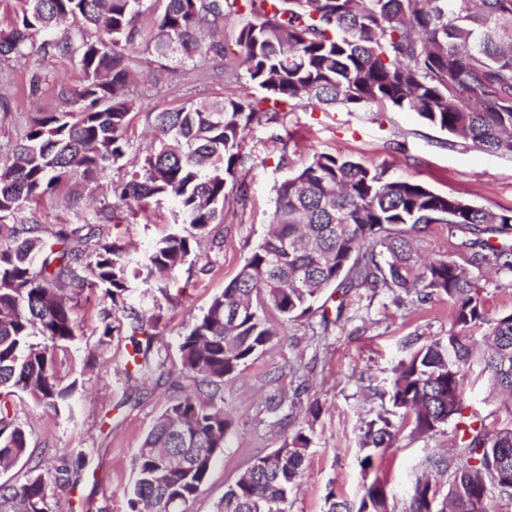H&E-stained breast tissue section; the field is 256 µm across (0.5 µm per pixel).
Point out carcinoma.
<instances>
[{"label":"carcinoma","instance_id":"obj_1","mask_svg":"<svg viewBox=\"0 0 512 512\" xmlns=\"http://www.w3.org/2000/svg\"><path fill=\"white\" fill-rule=\"evenodd\" d=\"M143 0H12L14 24L0 31V58L28 59L31 38L44 54L70 60L85 76L76 92L59 91L62 109L29 118L11 156L0 159V390L17 389L35 404L72 411L75 385H61L53 349L74 341L79 299L102 294L101 335L112 336V311L126 313L131 351L126 375L141 378L165 366L153 351L160 317L128 304L138 284L161 293L193 243L224 211L226 176L244 163L245 131L271 112H293L315 100L326 106L408 109L427 124L489 153L512 156V0H163L146 33ZM235 48L216 37L243 17ZM171 74L193 63L217 69L241 60L261 95H224L155 113V142L139 168L112 182L111 199L76 228L48 230L18 218L66 178L90 184L126 155L128 116L137 107L127 87L141 68L139 45ZM169 198L185 225L132 262L115 232ZM446 224L456 247L481 268L489 258L512 271V214H496L420 183L392 178L381 165L315 153L276 187L270 230L240 271L195 318L178 351L184 373L207 386L208 403L188 396L169 406L136 456L129 512H186L205 487L230 426L224 378L272 341L266 310L285 319L314 313L328 288L416 290L454 307V328L414 350L395 373L389 401L421 434L463 417L464 370L472 357L466 333L488 328L484 372L502 395L506 423L455 424V452L431 461L448 472L447 487L415 483L404 512H491L499 487L512 484V312L488 317L468 270L456 261L419 259L418 235ZM41 336L47 344L32 340ZM399 428L379 416L361 436L368 453L388 449ZM310 438L297 431L289 446L254 459L224 491L220 512H285L288 490L303 478ZM27 458L24 480L0 485V512H49V483L28 453V439L0 403V466ZM387 483L364 482L358 501L329 493L328 512H394Z\"/></svg>","mask_w":512,"mask_h":512}]
</instances>
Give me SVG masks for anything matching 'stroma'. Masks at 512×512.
Segmentation results:
<instances>
[{"instance_id":"stroma-1","label":"stroma","mask_w":512,"mask_h":512,"mask_svg":"<svg viewBox=\"0 0 512 512\" xmlns=\"http://www.w3.org/2000/svg\"><path fill=\"white\" fill-rule=\"evenodd\" d=\"M38 89H31L32 76ZM82 72L68 60L34 53L30 59L0 61V154H8L35 112L59 108L61 87L80 89ZM244 83L201 80L192 65L173 77L144 69L129 87L140 100L127 133V165L141 163L152 146L155 112L194 99H213L243 91ZM245 168L227 179L224 215L194 246L192 267L181 270L183 290L168 294L146 286L133 291L136 308L157 314L154 344L167 358L162 376L133 380L124 373L125 335L102 337L97 325L100 292L85 293L76 308L77 339L58 351L62 384H75L72 412L35 405L25 394L8 396V406L41 459L47 478L65 461L84 453L78 484L52 486L50 512H129L127 491L133 485L135 459L157 418L197 387L181 370L178 341L195 317L236 276L247 256L264 238L274 209V187L303 168L313 153L351 157L367 166L383 165L394 178L419 182L496 213L512 212V156L488 153L426 124L416 113L389 109L308 106L280 113L275 120L252 124L245 138ZM125 168L111 167L88 189L62 184L24 217L53 229L80 224L107 197L112 181ZM172 204L152 202L147 215L121 225L133 260H143L153 243L175 231ZM489 315L512 311V272L490 267L471 269ZM324 315L287 320L268 311L277 336L242 370L224 383V413L231 425L223 452L208 482L188 512H218L225 488L257 456H263L304 431L311 440L306 472L288 495L286 512H327L328 493L353 500L364 482L360 460L362 429L377 416L400 420L388 391L398 364L410 351L447 336L453 306L438 298L420 302L416 294L358 288L342 294L328 289L319 300ZM479 362H472L463 382L467 414L487 429L501 427L505 414L492 394ZM284 403L270 410V394ZM454 426L420 435L402 425L394 445L374 457L373 472L388 482L390 502L403 512L431 459L447 455Z\"/></svg>"}]
</instances>
